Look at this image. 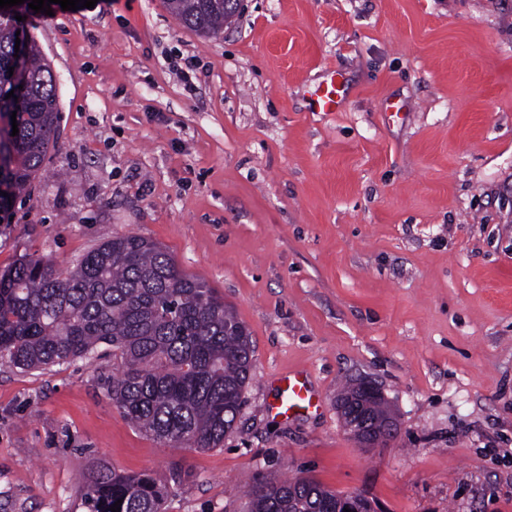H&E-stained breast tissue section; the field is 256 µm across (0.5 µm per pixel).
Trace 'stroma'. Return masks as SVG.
<instances>
[{
  "label": "stroma",
  "instance_id": "obj_1",
  "mask_svg": "<svg viewBox=\"0 0 512 512\" xmlns=\"http://www.w3.org/2000/svg\"><path fill=\"white\" fill-rule=\"evenodd\" d=\"M32 33L60 133L0 224V271L148 238L223 296L254 357L206 450L123 417L111 351L0 364V512H84L99 464L178 470L167 512H244L257 480L297 473L381 512H512V0H245L208 36L164 0H114ZM332 71L340 105L312 111ZM296 370L321 405L286 418ZM352 379L397 422L381 447L342 425Z\"/></svg>",
  "mask_w": 512,
  "mask_h": 512
}]
</instances>
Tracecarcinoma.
Wrapping results in <instances>:
<instances>
[{
    "instance_id": "cac0c4a2",
    "label": "carcinoma",
    "mask_w": 512,
    "mask_h": 512,
    "mask_svg": "<svg viewBox=\"0 0 512 512\" xmlns=\"http://www.w3.org/2000/svg\"><path fill=\"white\" fill-rule=\"evenodd\" d=\"M166 6L183 26L210 35L224 32L236 2ZM58 130L56 75L15 14L0 13V224L10 223L14 200L31 191ZM100 347L118 364L106 392L127 420L166 443L223 446L251 380L250 333L222 296L162 248L115 234L65 271L24 255L0 273L1 364L45 369L89 359ZM388 417L383 399L372 398L371 426ZM179 479L174 472L161 483L150 473L123 475L100 465L83 478V507L111 512L120 499V512H164L170 483ZM340 500L309 476L262 479L248 491L245 512H336Z\"/></svg>"
}]
</instances>
